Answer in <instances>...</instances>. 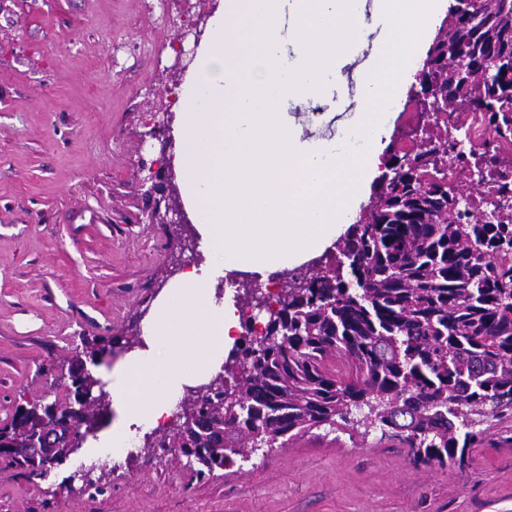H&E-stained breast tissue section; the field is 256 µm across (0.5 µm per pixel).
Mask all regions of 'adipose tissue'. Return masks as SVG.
<instances>
[{"instance_id": "ef3b65f1", "label": "adipose tissue", "mask_w": 512, "mask_h": 512, "mask_svg": "<svg viewBox=\"0 0 512 512\" xmlns=\"http://www.w3.org/2000/svg\"><path fill=\"white\" fill-rule=\"evenodd\" d=\"M441 0H380L389 35L365 71L366 111L333 142L302 139L279 105L322 94L338 60L363 42L360 0H220L194 74L174 111L179 147L172 165L200 266L179 273L143 314L141 334L112 370L115 417L101 444L121 459L137 433L159 427L187 388L216 377L240 328L232 272L268 275L321 258L351 224L370 186L393 109L415 83ZM290 13L296 63L278 54L281 16Z\"/></svg>"}]
</instances>
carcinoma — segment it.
Wrapping results in <instances>:
<instances>
[{
  "instance_id": "1",
  "label": "carcinoma",
  "mask_w": 512,
  "mask_h": 512,
  "mask_svg": "<svg viewBox=\"0 0 512 512\" xmlns=\"http://www.w3.org/2000/svg\"><path fill=\"white\" fill-rule=\"evenodd\" d=\"M447 33L426 52L420 90L439 110L512 121V0H455ZM493 64L492 79L484 66ZM429 130L431 167L443 164ZM390 153L376 208L336 262L299 270L266 308L263 348L234 351L235 384L187 396L184 428L162 448H192L197 473L250 449L283 448L336 420L362 422L409 448L413 462L468 466L481 424L512 415V213L457 221L458 194ZM29 480L40 465L0 458Z\"/></svg>"
}]
</instances>
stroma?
<instances>
[{
    "label": "stroma",
    "mask_w": 512,
    "mask_h": 512,
    "mask_svg": "<svg viewBox=\"0 0 512 512\" xmlns=\"http://www.w3.org/2000/svg\"><path fill=\"white\" fill-rule=\"evenodd\" d=\"M160 0H0V427L18 405L64 400L85 349L135 338L144 309L196 264L177 225L150 223L139 187L162 162L141 119L168 101L169 39L182 15ZM280 110L302 138L343 131L335 91ZM512 417L466 469L414 464L408 448L357 424L323 425L196 477L146 435L121 461L69 454L53 482L0 469V512H512Z\"/></svg>",
    "instance_id": "1"
}]
</instances>
